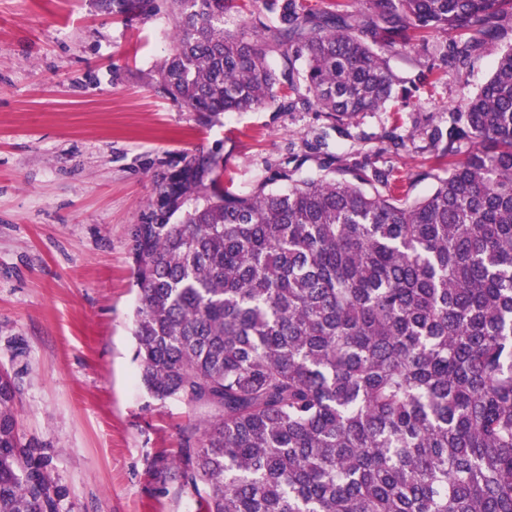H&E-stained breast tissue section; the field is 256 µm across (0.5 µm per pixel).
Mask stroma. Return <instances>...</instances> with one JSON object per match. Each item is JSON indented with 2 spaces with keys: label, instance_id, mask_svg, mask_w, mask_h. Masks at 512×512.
I'll use <instances>...</instances> for the list:
<instances>
[{
  "label": "stroma",
  "instance_id": "obj_1",
  "mask_svg": "<svg viewBox=\"0 0 512 512\" xmlns=\"http://www.w3.org/2000/svg\"><path fill=\"white\" fill-rule=\"evenodd\" d=\"M173 29L95 0H0V368L25 439L63 490L59 512H200L176 459L201 414L151 397L134 359L130 228L158 178L184 155L214 153L223 181L247 194L316 154L392 169L421 198L447 167L430 132L512 47L509 19L464 67L431 72L448 39L418 40L387 58L409 103L336 122L277 100L205 126L155 88ZM395 137L408 150L394 151Z\"/></svg>",
  "mask_w": 512,
  "mask_h": 512
}]
</instances>
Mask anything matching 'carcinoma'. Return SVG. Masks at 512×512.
I'll return each mask as SVG.
<instances>
[{
  "label": "carcinoma",
  "mask_w": 512,
  "mask_h": 512,
  "mask_svg": "<svg viewBox=\"0 0 512 512\" xmlns=\"http://www.w3.org/2000/svg\"><path fill=\"white\" fill-rule=\"evenodd\" d=\"M96 2L167 12L157 91L209 124L281 83L290 109L372 112L412 37L469 34L442 55L457 67L512 16V0H261L260 42L224 29L240 0ZM449 119L448 175L411 202L392 170L356 165L282 167L287 191L241 196L191 155L156 182L131 229L135 358L153 397L206 413L176 460L203 512H512V47ZM14 400L0 370V512H58Z\"/></svg>",
  "instance_id": "cac0c4a2"
}]
</instances>
